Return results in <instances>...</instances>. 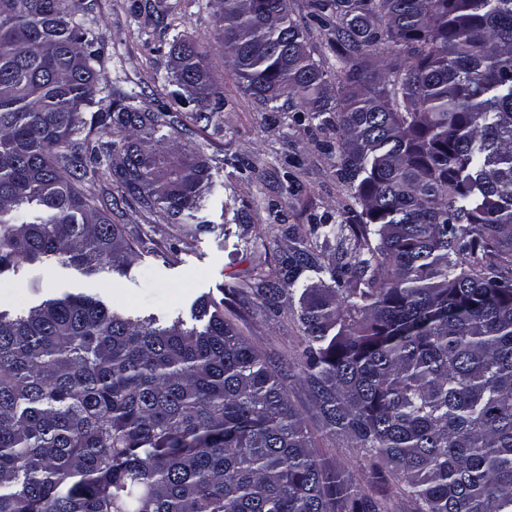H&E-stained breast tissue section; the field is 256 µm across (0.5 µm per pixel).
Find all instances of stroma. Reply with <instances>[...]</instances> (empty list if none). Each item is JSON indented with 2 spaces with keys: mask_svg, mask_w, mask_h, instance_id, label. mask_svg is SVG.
Returning <instances> with one entry per match:
<instances>
[{
  "mask_svg": "<svg viewBox=\"0 0 512 512\" xmlns=\"http://www.w3.org/2000/svg\"><path fill=\"white\" fill-rule=\"evenodd\" d=\"M288 10L314 59L335 77L341 67L332 46L335 29L314 18L311 0H288ZM219 16V0H80L75 17L103 50L98 88L106 94L116 88L136 92L141 106L177 112V124L154 133L156 146L207 159L215 186L194 224L171 227L162 209L134 202L113 215L114 223L140 241L126 274L86 277L56 260L26 264L0 272L1 303L27 307L66 291L86 292L134 318L153 316L163 324L178 318L189 325L195 305L205 301L223 310L264 359L296 362L302 290L329 284L335 248L323 250L300 283L285 287L276 308H265L253 293L231 295L228 287L252 282L260 273L276 275L290 246L287 229L307 234L313 220L335 214L353 189L336 177L338 136L323 118L301 121L287 100L273 109L245 92L230 60L216 49ZM188 36L205 46L206 63L224 95L221 112L207 124L194 120V106L175 102L179 88L170 50ZM287 386L320 464L363 491L386 496L389 512H411V500L394 479L384 470L358 467L355 449L318 419L306 385L291 378Z\"/></svg>",
  "mask_w": 512,
  "mask_h": 512,
  "instance_id": "1",
  "label": "stroma"
}]
</instances>
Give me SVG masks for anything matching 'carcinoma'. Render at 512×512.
Returning <instances> with one entry per match:
<instances>
[{
  "instance_id": "obj_1",
  "label": "carcinoma",
  "mask_w": 512,
  "mask_h": 512,
  "mask_svg": "<svg viewBox=\"0 0 512 512\" xmlns=\"http://www.w3.org/2000/svg\"><path fill=\"white\" fill-rule=\"evenodd\" d=\"M287 2L221 0V48L259 102L336 113L355 195L256 294L277 307L335 241L298 314L313 410L413 512H512V0H314L347 68L334 104ZM74 14L0 0V270L120 274L136 240L112 214L134 200L182 224L212 188L205 160L147 151L176 114L97 97ZM171 58L187 102L220 99L197 41ZM103 170L118 195L78 189ZM200 314L160 327L83 292L0 310V512H388L316 463L283 369Z\"/></svg>"
}]
</instances>
